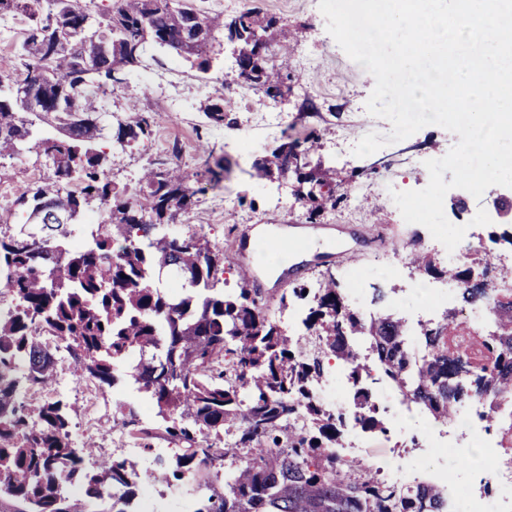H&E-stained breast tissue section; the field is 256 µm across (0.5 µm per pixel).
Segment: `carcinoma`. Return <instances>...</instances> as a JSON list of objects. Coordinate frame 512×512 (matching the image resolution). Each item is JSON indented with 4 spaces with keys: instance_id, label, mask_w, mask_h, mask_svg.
<instances>
[{
    "instance_id": "obj_1",
    "label": "carcinoma",
    "mask_w": 512,
    "mask_h": 512,
    "mask_svg": "<svg viewBox=\"0 0 512 512\" xmlns=\"http://www.w3.org/2000/svg\"><path fill=\"white\" fill-rule=\"evenodd\" d=\"M92 3L0 0V17L27 20L15 48L19 73L0 75V161L31 143L52 169L0 209V224L16 210L24 215L12 232L0 233V284L14 300L0 309V512H137L144 482L190 501L191 512H447L438 485L388 482L334 452L348 422L387 431L368 390L336 410L317 389L335 358L353 384L385 380L446 424L473 392L491 401L512 394V304L485 339L490 366L465 381L443 343L460 329L452 314L418 324L424 354L416 357L403 320L390 313L363 319L331 275L292 289L308 303L303 343L282 330L245 276L238 291L224 292V256L199 233L170 224L196 203L189 174L170 162L146 168L140 198L126 200L96 148L105 138L99 100L130 87L144 58L159 49L207 74L228 36L236 37V78L274 98L288 79V29L279 30L277 50L259 54L256 37L274 21L254 8L226 20L200 12L193 0H116L110 10ZM151 133L150 116L133 103L112 139L125 148ZM296 147L283 138L256 162L257 176L291 172L300 184L313 180L305 172L313 147L285 164V149ZM96 202L108 216L102 231L81 222ZM408 246L415 267L461 282L490 261L477 252L466 268H441L418 240ZM357 340L374 365L362 361ZM64 359L100 388L115 386L132 365L133 384L158 420L142 422L119 400L114 422L151 458L144 472L118 455L86 469L96 445L73 434V407L61 397L32 402L30 392H52ZM160 436L181 452L155 447ZM76 484L83 495L73 493Z\"/></svg>"
}]
</instances>
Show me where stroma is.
Listing matches in <instances>:
<instances>
[{
  "instance_id": "obj_1",
  "label": "stroma",
  "mask_w": 512,
  "mask_h": 512,
  "mask_svg": "<svg viewBox=\"0 0 512 512\" xmlns=\"http://www.w3.org/2000/svg\"><path fill=\"white\" fill-rule=\"evenodd\" d=\"M195 7L208 14L234 15L242 7L260 11L276 20L294 36L291 52L290 78L285 95L272 100L245 84L216 83L181 58L160 55L147 60L146 69L167 75L171 88L165 92L144 90L143 86L115 89L106 99L105 109L115 118H122L130 96H137L138 106L152 118L149 140L134 148L123 149L104 141L107 152L105 168L113 184L135 197L139 190L138 175L145 166L178 161L192 178L190 185L199 201L181 213L177 227L205 235L211 247L224 253V288L233 292L239 287L238 272L244 260L241 244L251 230L259 225L267 231L255 246L256 281L262 292L274 299L296 285H312L324 275H334L342 286H349L350 274L363 279L366 295L383 291V311L403 300L401 315L408 325L429 321L424 296L406 295L407 279L387 274L384 260L388 251L405 247L412 239H420L438 266L451 264L465 267L469 256L448 258L432 242L427 228L404 221L394 203L392 191L421 189L426 174V160L443 157L459 137L441 127L430 125L408 137L405 144H389L359 158L353 153L356 143L365 134H388L392 126L382 118H368L366 101L373 85L363 76V67L351 60L326 30V20L318 8V0H194ZM221 99L230 122L215 125L200 108L205 97ZM289 113L293 122L287 131H279L265 120L267 111ZM318 136L312 165L319 171L333 173V184L308 183L318 200L336 193L341 201L336 207L324 208L319 223L342 228L341 241L354 247L360 236H376L377 242L353 263L334 255L335 240L325 241L322 249L331 259L319 265H304L294 276L282 275L285 255H266L270 240L287 235L290 225L307 221L309 205L297 197L298 183L294 175L257 178L254 163L278 145L282 136L302 140L309 133ZM245 135L248 149L238 152L233 134ZM223 161L226 172L219 187H211L199 170L206 156ZM45 160L36 153L23 154L0 168V208L8 205L28 184L51 176ZM457 192L444 199V212L450 222L466 219L485 209L492 221L476 227L475 240L480 250L498 253L505 249L504 237L512 234V222L498 217L497 202L512 200V188L489 187L481 199H469L467 206L457 204ZM57 390L72 404L77 415L74 422L80 435L93 437L100 455L118 453L132 456L139 469H146L149 460L134 448L124 430L113 421L117 400L133 402L143 419H151L154 410L148 399L140 395L128 377H120L114 388L102 389L78 380L68 363H60ZM386 433H366L360 451L363 461H370L382 448L395 449L407 461H420L425 468H445L463 474L460 460L439 454L418 458L425 443V429L432 418L426 411L413 409L407 420H400L392 410H383Z\"/></svg>"
}]
</instances>
